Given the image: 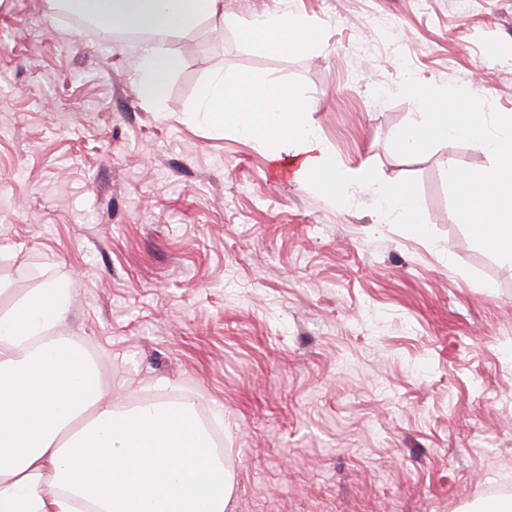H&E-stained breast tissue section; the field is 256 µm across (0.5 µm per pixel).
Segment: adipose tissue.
Wrapping results in <instances>:
<instances>
[{"label":"adipose tissue","instance_id":"1","mask_svg":"<svg viewBox=\"0 0 512 512\" xmlns=\"http://www.w3.org/2000/svg\"><path fill=\"white\" fill-rule=\"evenodd\" d=\"M114 32L130 46L141 99L159 104L179 65L165 47L176 35L217 20L236 26L224 0H49ZM247 37L294 53L313 39L303 19L277 0ZM309 99L280 82L211 71L189 108L195 125L257 143L289 185L342 197L348 176L306 115ZM366 190L401 222L419 221L413 193L359 172ZM70 287L50 282L0 312V512H226L224 461L192 407L172 401L130 405L104 397L97 361L59 335Z\"/></svg>","mask_w":512,"mask_h":512}]
</instances>
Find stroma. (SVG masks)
<instances>
[{
  "instance_id": "stroma-1",
  "label": "stroma",
  "mask_w": 512,
  "mask_h": 512,
  "mask_svg": "<svg viewBox=\"0 0 512 512\" xmlns=\"http://www.w3.org/2000/svg\"><path fill=\"white\" fill-rule=\"evenodd\" d=\"M317 41L273 54L208 21L144 103L122 39L46 0H0V310L69 284L63 329L129 403L175 383L218 438L227 512H485L512 502V263L453 223L449 162L398 155L406 75L512 114V0H294ZM255 74L314 101L351 177L288 186L266 150L199 129L205 76ZM414 194L388 216L355 175Z\"/></svg>"
}]
</instances>
